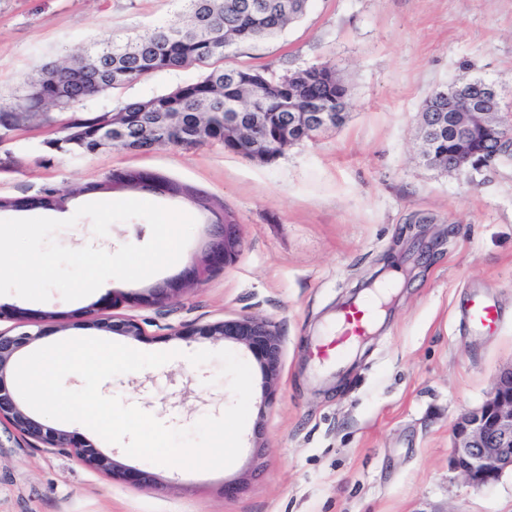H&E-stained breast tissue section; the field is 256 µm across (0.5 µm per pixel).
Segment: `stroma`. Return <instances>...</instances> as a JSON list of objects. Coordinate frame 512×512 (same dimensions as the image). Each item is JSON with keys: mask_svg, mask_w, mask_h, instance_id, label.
<instances>
[{"mask_svg": "<svg viewBox=\"0 0 512 512\" xmlns=\"http://www.w3.org/2000/svg\"><path fill=\"white\" fill-rule=\"evenodd\" d=\"M179 0H0V104L20 95V75L88 44L178 25ZM228 64L281 75L335 64L350 93L345 123L288 147L268 163L218 142L75 156L51 146L57 124L35 119L0 139V197L52 190L62 207L2 210V219L76 217L81 205L136 199L196 220L172 266L140 282L75 300L14 294L0 305L27 312L34 348L82 337L142 352L178 351L158 368L104 381L103 395L139 406L172 428L221 415L234 401L220 364L188 354L228 349L251 368L253 393L242 451L230 467L189 471L128 456L77 422L79 433L127 471L113 479L71 454L32 448L0 426V512H512V473L474 487L450 466V428L487 399L512 366V162L454 175L420 164L415 150L424 100L462 79L494 84L512 106V0H311L308 12L268 41L235 46ZM201 68L161 72L79 105L87 117L197 81ZM116 171L158 175L223 204L238 226L235 262L159 306L137 296L180 278L208 250L213 215L183 195L106 189ZM74 184L90 185L66 197ZM56 232L70 249L107 251L151 238L141 218L95 236L89 218ZM394 285L371 337L338 368L316 348L336 307L371 275ZM495 305L489 329L466 318L472 301ZM131 316L142 338L89 324L84 310ZM272 321L282 345L271 402L243 344L183 335L241 316ZM153 475L142 489L132 474Z\"/></svg>", "mask_w": 512, "mask_h": 512, "instance_id": "stroma-1", "label": "stroma"}]
</instances>
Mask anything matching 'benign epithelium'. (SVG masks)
Returning a JSON list of instances; mask_svg holds the SVG:
<instances>
[{"label": "benign epithelium", "mask_w": 512, "mask_h": 512, "mask_svg": "<svg viewBox=\"0 0 512 512\" xmlns=\"http://www.w3.org/2000/svg\"><path fill=\"white\" fill-rule=\"evenodd\" d=\"M294 123L306 122L315 132L333 128L331 112H293ZM512 130V113L503 111L498 90L490 85L480 88L479 102L468 106L466 112H432L421 131V143L427 151L419 154L424 163H437L454 172L464 167L480 171L491 159L501 155L500 147ZM453 145L451 159L434 155L429 148L443 138ZM218 236L204 259L192 263L182 275V284L199 283L207 270L224 267L238 253L239 240L236 225H218ZM176 285H163L142 296L139 304L162 305L173 297ZM96 324L127 336L143 335L141 324L133 318L119 320L98 319ZM180 334L201 338H222L245 345L260 362L269 382L277 378L281 345L274 326L267 320L242 317L222 320L202 326L186 327ZM40 336L23 331L12 334L0 331V424H6L19 439L30 446L47 450H64L87 467L112 478H124L125 470L114 459L99 452L77 433L58 430L43 424L19 402L6 383L7 374L15 365L18 353ZM452 467L473 486L494 482L512 471V366L495 377L492 390L485 402L467 410L453 423L450 430Z\"/></svg>", "instance_id": "7a95c632"}]
</instances>
